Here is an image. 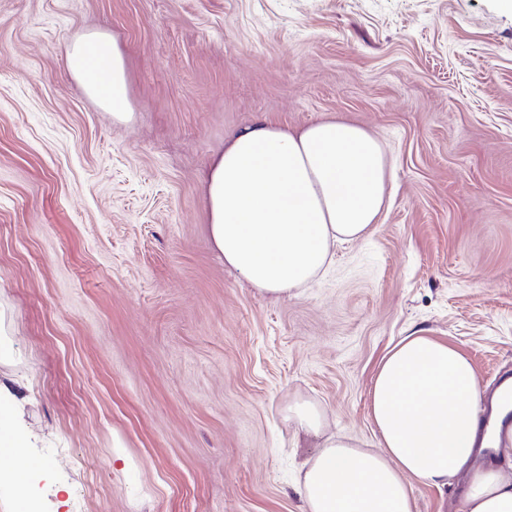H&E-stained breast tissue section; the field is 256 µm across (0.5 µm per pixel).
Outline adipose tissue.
I'll return each mask as SVG.
<instances>
[{
    "label": "adipose tissue",
    "instance_id": "1",
    "mask_svg": "<svg viewBox=\"0 0 512 512\" xmlns=\"http://www.w3.org/2000/svg\"><path fill=\"white\" fill-rule=\"evenodd\" d=\"M70 72L113 119L131 107L123 54L91 32L68 52ZM392 166L365 127L327 118L299 129L256 121L232 135L207 175L210 239L226 266L262 292L291 297L323 272L336 243L363 236L385 205ZM481 394L454 346L411 334L383 359L370 392L379 449L325 431V414L296 401L288 421L311 439L299 494L305 512H414L407 485L440 487L469 470L466 512H512V426L490 463L474 465Z\"/></svg>",
    "mask_w": 512,
    "mask_h": 512
}]
</instances>
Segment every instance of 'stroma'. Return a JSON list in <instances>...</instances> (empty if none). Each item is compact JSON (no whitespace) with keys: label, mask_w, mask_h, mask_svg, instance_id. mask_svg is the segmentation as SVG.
I'll return each instance as SVG.
<instances>
[{"label":"stroma","mask_w":512,"mask_h":512,"mask_svg":"<svg viewBox=\"0 0 512 512\" xmlns=\"http://www.w3.org/2000/svg\"><path fill=\"white\" fill-rule=\"evenodd\" d=\"M123 53L119 123L66 50ZM357 123L394 167L377 224L297 295L225 266L205 178L231 134ZM418 332L512 377V11L501 0H0V389L36 512H303L285 417L379 448L377 366ZM467 473L409 482L463 512Z\"/></svg>","instance_id":"stroma-1"}]
</instances>
